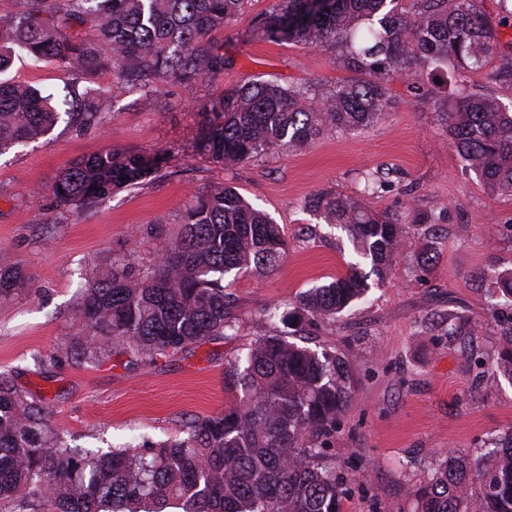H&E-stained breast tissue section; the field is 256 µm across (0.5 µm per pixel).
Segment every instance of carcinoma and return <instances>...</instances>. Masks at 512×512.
Segmentation results:
<instances>
[{
  "label": "carcinoma",
  "mask_w": 512,
  "mask_h": 512,
  "mask_svg": "<svg viewBox=\"0 0 512 512\" xmlns=\"http://www.w3.org/2000/svg\"><path fill=\"white\" fill-rule=\"evenodd\" d=\"M247 4L35 0L26 13L0 15V72L17 48L77 73L110 66L150 105L159 79L192 84L233 67L214 34ZM89 21L97 27L93 38L62 34L64 26L79 29ZM255 27L270 41L337 50L359 78L329 90L274 81L227 88L200 113V152L240 164L271 149L370 126L392 105L387 81L397 74L443 112L449 141L469 169L491 191L512 194V111L464 88L442 98L423 80L430 69L463 73L490 63L494 26L472 0H409L406 6L402 0H332L321 10L309 0H277ZM102 96L88 93L81 124L99 122ZM58 119L39 89L0 82V155L48 134ZM161 163L157 154L109 147L64 169L52 193L59 206L90 210L158 172ZM308 205L349 232L361 261L300 295L286 313L276 306L258 312L268 331L245 356L224 364L233 403L191 421L184 438L91 456L64 445L44 400L1 375L0 500L31 512H165L176 503L183 512H342L345 480L327 463L325 444L352 398L351 371L336 350H313L288 337L311 333L363 298L369 284L362 265L384 278L406 242L399 219L361 198L320 192ZM180 224V236L148 271L136 272L123 259L89 281L76 304L83 334L66 350V361L127 355L133 365L235 335L224 276L274 269L286 246L283 230L226 184L196 189ZM487 276L512 298L511 270ZM28 285L22 269L0 267L1 298ZM489 316L498 327L497 354L491 361L471 359L474 379L491 373L512 384V311L494 302ZM448 325L455 336L475 330L458 312H448ZM413 496L417 512H512V429L475 455H448Z\"/></svg>",
  "instance_id": "cac0c4a2"
}]
</instances>
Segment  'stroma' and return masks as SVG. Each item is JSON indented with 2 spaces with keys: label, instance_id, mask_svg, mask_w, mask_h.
<instances>
[{
  "label": "stroma",
  "instance_id": "35a3bbf8",
  "mask_svg": "<svg viewBox=\"0 0 512 512\" xmlns=\"http://www.w3.org/2000/svg\"><path fill=\"white\" fill-rule=\"evenodd\" d=\"M275 0H252L216 33L232 69L194 85L159 81L155 102L116 79L112 70L77 75L56 61L16 55L6 76L40 89L69 111L86 90L103 88L98 124L61 119L46 136L0 156V266L23 269L28 288L0 299V374L34 397L48 399L52 428L66 444L90 450L141 446L185 437L189 423L224 410V362L245 355L264 331L256 314L266 305L290 309L297 296L329 283L356 256L346 232L307 207L327 191L359 196L363 172L379 174L384 190L368 205L399 216L404 231L420 214L436 218V267L421 272L413 240L395 256L384 280L369 278L366 297L335 323L298 337L331 346L354 376L352 399L331 444L330 463L352 479L343 512H415L413 490L432 476L440 456L471 452L512 426V386L475 380L469 355L493 358L497 330L489 317V269L512 268V196L491 193L466 169L448 142L432 101L414 96L392 76L389 114L358 132L331 133L294 150H271L237 165L214 162L195 147L199 114L225 88L256 81L314 82L329 89L352 71L320 47L259 38L255 18ZM489 68L467 73L468 92L512 105V27L495 29ZM109 147L160 154L162 171L115 192L89 211L57 206L51 185L76 159ZM234 186L284 230L287 249L270 272L228 274L238 332L192 352L134 369L111 358L81 367L57 362L82 326L78 291L112 260L146 269L167 249L195 189ZM411 194H403V187ZM477 323L460 340L445 327L427 329L431 313L449 302Z\"/></svg>",
  "mask_w": 512,
  "mask_h": 512
}]
</instances>
